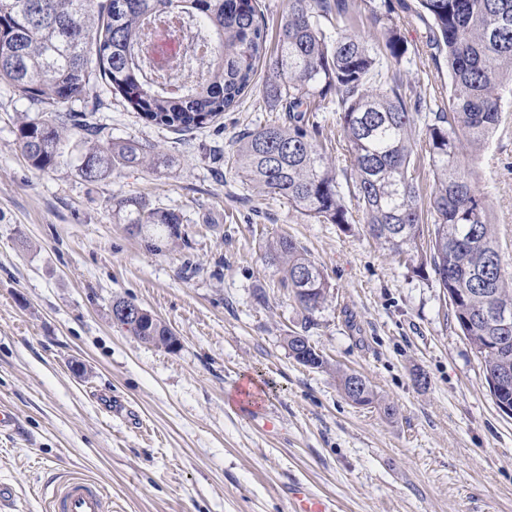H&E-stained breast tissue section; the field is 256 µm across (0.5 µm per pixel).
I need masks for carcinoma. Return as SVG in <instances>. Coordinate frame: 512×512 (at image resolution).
<instances>
[{
  "label": "carcinoma",
  "instance_id": "1",
  "mask_svg": "<svg viewBox=\"0 0 512 512\" xmlns=\"http://www.w3.org/2000/svg\"><path fill=\"white\" fill-rule=\"evenodd\" d=\"M415 16L429 22V49L448 63V109L433 111L416 86L397 72L373 84L382 57L399 63L407 47L395 17L405 0L372 4L373 32H349L345 0H289L276 52L253 0H0V81L31 103L17 140L30 166L54 169L72 127L64 106L94 107L99 82L121 96L140 116L178 131H191L235 110L266 69L262 92L273 111L288 113V125H267L235 141L237 172L273 197L306 215L348 225L336 165L318 142L312 112L340 115L350 155L353 196L369 233L396 256L418 260L413 271L431 266L449 295L462 335L484 364L487 377L512 373V332L492 340V312L512 306L502 274L495 225L487 197L469 162L488 145L512 96V0H418ZM336 17V35L320 19ZM207 34L212 51L155 58L175 33ZM428 152L434 189L427 208L409 173L418 150ZM146 149L135 141H88L81 157L84 177L96 181L117 167L143 164ZM112 210L144 234L145 246L162 252L186 241L178 214L146 205L136 196L115 197ZM428 237L429 253L418 241ZM269 259L308 312L326 299L322 269L293 240L268 246ZM127 331L141 342L167 350L172 329L146 316ZM308 337L286 338L291 356L311 368L324 360ZM499 409H512V385L492 387Z\"/></svg>",
  "mask_w": 512,
  "mask_h": 512
}]
</instances>
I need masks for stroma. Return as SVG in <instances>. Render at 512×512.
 <instances>
[{"label": "stroma", "mask_w": 512, "mask_h": 512, "mask_svg": "<svg viewBox=\"0 0 512 512\" xmlns=\"http://www.w3.org/2000/svg\"><path fill=\"white\" fill-rule=\"evenodd\" d=\"M397 25L404 82L447 107L428 26L406 14ZM29 109L0 83V407L16 418L0 431L6 512H45L47 484L68 475L100 483L112 512H290L297 482L336 512H512V417L434 273L416 275L364 224L314 219L238 175L235 140L287 118L261 85L188 132L119 97L84 112L95 139L148 151L97 181L75 153L46 173L29 165L17 140ZM474 172L512 283V111ZM122 195L179 214L186 244L149 251L112 213ZM280 237L323 270L319 310L305 311L271 265L265 245ZM118 298L164 321L178 348L113 323ZM296 332L326 367L290 355ZM344 372L365 377L377 403L348 401ZM115 398L127 418L104 410Z\"/></svg>", "instance_id": "stroma-1"}]
</instances>
